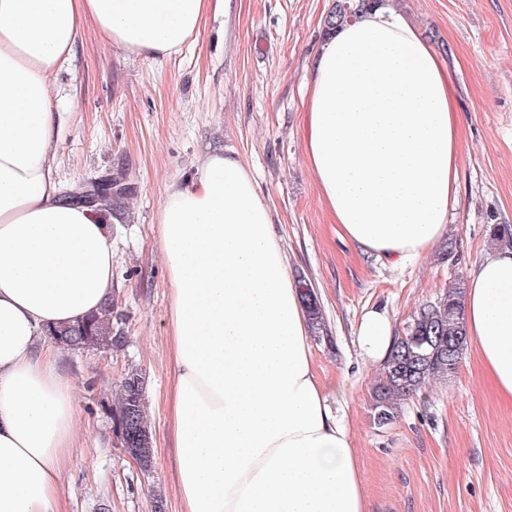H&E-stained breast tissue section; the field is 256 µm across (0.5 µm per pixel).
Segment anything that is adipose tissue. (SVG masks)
<instances>
[{
  "label": "adipose tissue",
  "instance_id": "1",
  "mask_svg": "<svg viewBox=\"0 0 512 512\" xmlns=\"http://www.w3.org/2000/svg\"><path fill=\"white\" fill-rule=\"evenodd\" d=\"M223 0H0V512H60L75 430L72 386L43 330L112 296L99 211L60 199L52 78L82 26L154 57L178 52ZM306 153L344 238L398 265L444 235L460 128L450 73L385 5L337 28L313 58ZM158 241L171 289L169 415L182 512H366L336 384L313 367L310 325L270 207L236 156L170 184ZM469 344L512 404V248L491 252L463 300ZM361 355L392 325L372 310Z\"/></svg>",
  "mask_w": 512,
  "mask_h": 512
}]
</instances>
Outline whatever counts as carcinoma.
<instances>
[{
  "label": "carcinoma",
  "mask_w": 512,
  "mask_h": 512,
  "mask_svg": "<svg viewBox=\"0 0 512 512\" xmlns=\"http://www.w3.org/2000/svg\"><path fill=\"white\" fill-rule=\"evenodd\" d=\"M384 0H333L323 21V32L330 35L336 28L357 21ZM112 190L93 196L91 206L112 208V213L122 214L125 202L134 186L127 175L116 173L108 178ZM300 297L306 306L314 335H328L324 317L312 290H304ZM465 282L458 277L449 290L434 301L422 306L403 335L395 337L382 373L372 389L374 422L379 426L390 424L398 402L416 395L429 379L448 380L457 369L463 352L467 349L468 335L462 315ZM114 304L109 301L98 315H90L72 324L51 326L45 335L59 346L70 350L112 348L124 343V337L115 332L112 316ZM120 403L113 419L124 448L147 469L153 461V441L146 415L144 377L141 371L130 369L119 385Z\"/></svg>",
  "instance_id": "obj_1"
}]
</instances>
